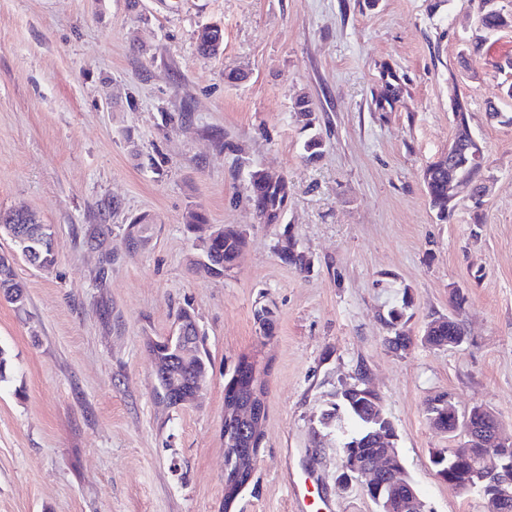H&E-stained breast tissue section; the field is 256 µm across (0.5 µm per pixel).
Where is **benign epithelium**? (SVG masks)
Masks as SVG:
<instances>
[{"label": "benign epithelium", "mask_w": 512, "mask_h": 512, "mask_svg": "<svg viewBox=\"0 0 512 512\" xmlns=\"http://www.w3.org/2000/svg\"><path fill=\"white\" fill-rule=\"evenodd\" d=\"M35 231L30 226L8 224L0 227V236L7 235L19 242L27 241V232ZM224 240V226L201 224L196 229V243L202 250L201 264L211 267L213 247ZM193 315L176 321L169 343L176 346V356L163 359L154 356L155 379L162 388L160 398L172 407L187 404L196 399L203 382L199 377L189 388L181 387L179 365L189 364L197 355L195 337L192 336ZM248 389V396L243 399H228L224 404V437L236 438L246 436L251 448L247 452V468L241 471L238 457L228 455L229 462L224 465V496L228 502H234L252 482L264 439V423L267 409V386L262 369L250 357H242L235 363L232 377L226 390L234 391L238 384ZM441 415L448 419L444 424H436L434 428L444 435H455L459 432L467 437L465 447L457 450V459L469 462L484 461L495 458L500 463L502 473L512 470V437L505 438L501 434L498 421L487 410L480 406L472 407L468 412L460 414L444 396L436 402ZM370 440L376 445L377 454L371 461H361L349 452L343 455V462L336 476V483L344 488L359 482L369 497L377 504L378 512H429L425 501L415 489L406 482L397 479L394 466H403L398 450L393 441L397 437L382 432L371 434ZM481 446V455L473 454V445ZM400 489V496L393 494L381 496L384 488ZM486 498L493 505L494 512H509L512 509V494L507 483H495L486 489Z\"/></svg>", "instance_id": "benign-epithelium-1"}]
</instances>
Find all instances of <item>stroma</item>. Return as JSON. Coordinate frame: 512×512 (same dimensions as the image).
I'll list each match as a JSON object with an SVG mask.
<instances>
[{
    "instance_id": "stroma-1",
    "label": "stroma",
    "mask_w": 512,
    "mask_h": 512,
    "mask_svg": "<svg viewBox=\"0 0 512 512\" xmlns=\"http://www.w3.org/2000/svg\"><path fill=\"white\" fill-rule=\"evenodd\" d=\"M212 22L224 43L204 56L196 32ZM510 79L512 28L479 34L474 0H0V210L34 211L56 255L48 270L17 262L23 309L0 299V512H375L360 483L336 484L352 422L319 423L361 381L432 512H486L436 475L433 453L465 438L436 433L426 404L445 392L512 432V124L487 115H512ZM301 94L315 129L292 111ZM455 96L488 190L441 220L422 173L455 137ZM254 170L288 184L277 223L249 197ZM193 210L243 231L233 273L198 268ZM289 237L306 272L278 254ZM456 292L463 343L426 345ZM405 294L414 342L395 352L382 317ZM183 308L211 368L197 404L168 408L147 341ZM243 355L267 368L268 416L228 509L224 382Z\"/></svg>"
}]
</instances>
